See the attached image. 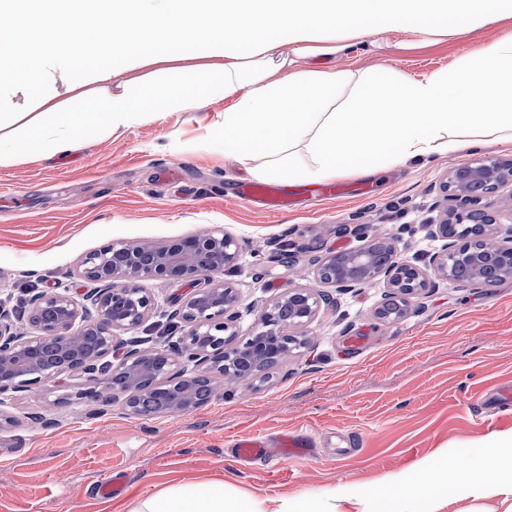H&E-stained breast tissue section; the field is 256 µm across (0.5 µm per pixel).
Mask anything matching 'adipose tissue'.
<instances>
[{
    "label": "adipose tissue",
    "mask_w": 512,
    "mask_h": 512,
    "mask_svg": "<svg viewBox=\"0 0 512 512\" xmlns=\"http://www.w3.org/2000/svg\"><path fill=\"white\" fill-rule=\"evenodd\" d=\"M512 19V0H0V163L84 147L199 109L210 82L234 101L220 125L224 152L255 179L289 183L368 176L380 168L464 149L493 133L512 141V32L420 80L377 71L296 67L301 57L345 56L355 37L408 28L426 38ZM178 62L176 75L132 93L124 71ZM77 100L61 109L60 97ZM333 111H326L329 102ZM419 482L389 476L384 512H423L446 490L458 512H512V430L489 435L481 456L415 463ZM128 512L244 510L223 482L171 484Z\"/></svg>",
    "instance_id": "1"
}]
</instances>
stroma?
I'll list each match as a JSON object with an SVG mask.
<instances>
[{
    "mask_svg": "<svg viewBox=\"0 0 512 512\" xmlns=\"http://www.w3.org/2000/svg\"><path fill=\"white\" fill-rule=\"evenodd\" d=\"M512 31V20L422 40L393 30L359 38L337 67L381 64L416 79ZM202 113L89 136L78 152L52 160L23 156L0 164V312L26 330L24 307L36 293L93 282L78 274L91 252L121 240L168 243L218 229L247 243L225 279L241 294V330L253 311L289 289L318 287L315 271L331 251L361 246L351 229L375 224L417 261L429 243L422 226L437 219L439 186L449 171L484 157H512L496 137L428 161L358 178V195L318 198L313 185L288 187L293 208L264 211L233 192L248 181L225 155ZM349 232H342V225ZM295 249L297 266L281 254ZM383 284L345 291L336 310L304 330L307 345L241 393L225 383L206 405L179 417L133 419L120 405L83 400L58 416L57 403L83 387L78 376L39 395L16 393L15 424L0 442V512H127L130 502L172 481L223 479L275 512L282 501L336 490L337 512H383L386 476L435 456H477L486 438L512 429L495 397L512 388V277L494 284L437 281L411 296L397 320L375 315ZM308 432L312 456L241 468L228 443L255 435ZM127 482L101 495L112 473Z\"/></svg>",
    "mask_w": 512,
    "mask_h": 512,
    "instance_id": "35a3bbf8",
    "label": "stroma"
}]
</instances>
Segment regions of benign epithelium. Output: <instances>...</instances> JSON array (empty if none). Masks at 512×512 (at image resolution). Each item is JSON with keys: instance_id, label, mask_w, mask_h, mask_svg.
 Returning a JSON list of instances; mask_svg holds the SVG:
<instances>
[{"instance_id": "7a95c632", "label": "benign epithelium", "mask_w": 512, "mask_h": 512, "mask_svg": "<svg viewBox=\"0 0 512 512\" xmlns=\"http://www.w3.org/2000/svg\"><path fill=\"white\" fill-rule=\"evenodd\" d=\"M506 187L512 188V159L486 158L456 168L441 186L443 199L456 206L427 224L429 235L442 242L437 250L418 264L402 261L394 239L361 226L364 244L327 253L317 280L339 291L383 281L387 298L376 315L391 320L405 314L406 297L428 288L434 275L454 281L462 270L471 284L511 277L512 229L501 235L494 212L495 197ZM244 250L242 241L218 230L164 244L117 241L82 259L79 275L98 284L82 299L66 288L34 295L25 333L0 316V433L15 422L8 411L15 393L76 374L86 385L77 399L97 400L103 386L96 371L103 367L124 376L122 408L131 417L144 415L155 402L164 416L191 412L206 403L203 389L217 379L232 377L240 389H252L269 366L304 345L300 330L320 311L336 308L338 298L293 288L239 336L240 297L224 272L235 268ZM200 277L205 286L172 302L168 318L180 336L170 347L129 335L159 308L144 282Z\"/></svg>"}]
</instances>
